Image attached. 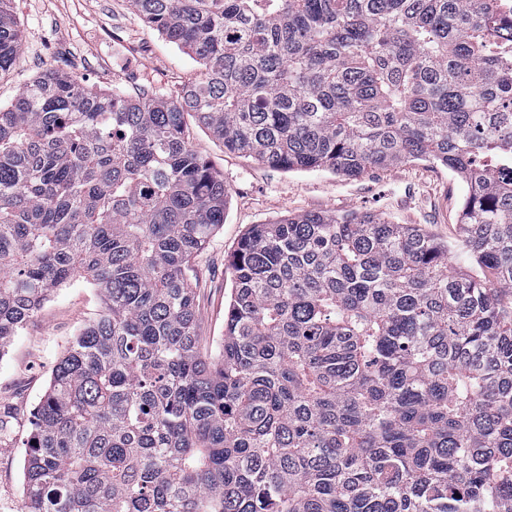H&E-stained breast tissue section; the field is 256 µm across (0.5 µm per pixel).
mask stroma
<instances>
[{
	"label": "stroma",
	"instance_id": "35a3bbf8",
	"mask_svg": "<svg viewBox=\"0 0 512 512\" xmlns=\"http://www.w3.org/2000/svg\"><path fill=\"white\" fill-rule=\"evenodd\" d=\"M22 45L0 75V104L10 103L37 76L54 71L84 84L173 98L198 72L187 50L166 41L129 0H12ZM191 145L224 180V224L192 262L197 332L203 355L218 352L232 292L228 260L255 224L308 212L374 213L394 224H416L456 244L465 185L453 172L422 161L372 169L356 179L327 171L285 172L224 149L191 125ZM98 289L79 279L57 289L0 356V512H21L25 443L34 410L56 359L100 308Z\"/></svg>",
	"mask_w": 512,
	"mask_h": 512
}]
</instances>
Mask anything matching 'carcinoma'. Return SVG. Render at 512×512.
<instances>
[{
    "instance_id": "1",
    "label": "carcinoma",
    "mask_w": 512,
    "mask_h": 512,
    "mask_svg": "<svg viewBox=\"0 0 512 512\" xmlns=\"http://www.w3.org/2000/svg\"><path fill=\"white\" fill-rule=\"evenodd\" d=\"M129 3L200 65L180 97L46 73L0 108V356L54 289L103 300L35 409L21 512H512V6ZM188 113L279 170L446 167L458 244L254 224L205 357L189 272L227 200Z\"/></svg>"
}]
</instances>
